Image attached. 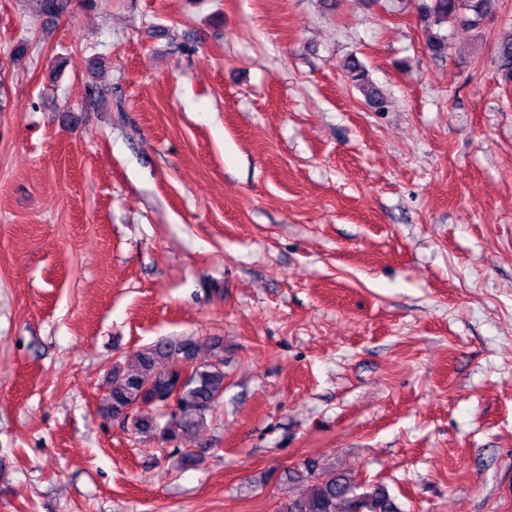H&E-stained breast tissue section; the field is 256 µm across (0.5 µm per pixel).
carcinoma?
I'll use <instances>...</instances> for the list:
<instances>
[{"mask_svg":"<svg viewBox=\"0 0 512 512\" xmlns=\"http://www.w3.org/2000/svg\"><path fill=\"white\" fill-rule=\"evenodd\" d=\"M72 0H28L29 10L51 22L66 13ZM420 26L427 32V46L435 56L447 54L448 35L438 28L450 24L479 29L494 15L496 0H416ZM494 60L502 79L512 82V33L494 46ZM343 69L352 85L365 96L376 112H384L388 100L370 83L357 57L345 60ZM196 343L191 338L160 340L137 355L136 363L112 369L111 388L105 411L114 417H128L137 407L150 410L174 401L162 434L170 439L192 441L224 393V356L194 366L187 379L181 377L178 360L195 359ZM306 493L283 508V512H403L386 485L369 484L345 471H317L306 464Z\"/></svg>","mask_w":512,"mask_h":512,"instance_id":"cac0c4a2","label":"carcinoma"}]
</instances>
